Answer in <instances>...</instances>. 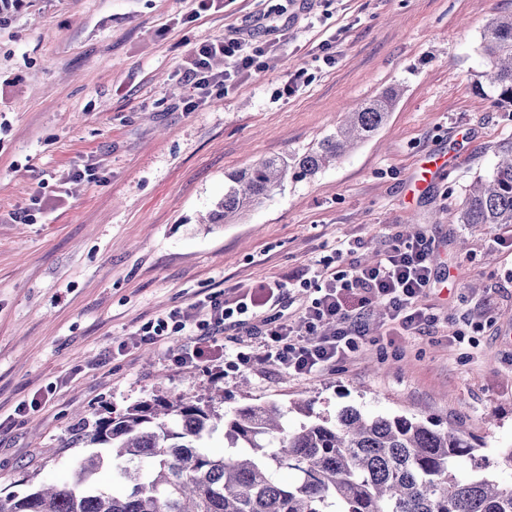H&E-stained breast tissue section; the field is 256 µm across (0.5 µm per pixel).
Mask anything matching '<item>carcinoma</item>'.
Here are the masks:
<instances>
[{"label": "carcinoma", "instance_id": "obj_1", "mask_svg": "<svg viewBox=\"0 0 512 512\" xmlns=\"http://www.w3.org/2000/svg\"><path fill=\"white\" fill-rule=\"evenodd\" d=\"M22 6L0 0V27ZM481 54L480 84L497 91L496 107H512V14L490 20ZM399 95L390 87L359 103L298 156L263 158L229 174L210 223L230 224L288 178H312L336 163L380 130ZM456 223L512 224V150L466 189ZM216 400L155 394L119 416L98 417L82 437L97 452L69 481L30 484L9 495L0 512H512V482L476 469L460 473L476 448L459 427L347 408L334 421L318 416L290 428L275 404L220 415ZM219 430L232 452L216 456L208 441ZM106 465L110 486L94 479ZM283 471L295 479L283 480Z\"/></svg>", "mask_w": 512, "mask_h": 512}]
</instances>
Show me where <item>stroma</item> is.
I'll list each match as a JSON object with an SVG mask.
<instances>
[{
	"mask_svg": "<svg viewBox=\"0 0 512 512\" xmlns=\"http://www.w3.org/2000/svg\"><path fill=\"white\" fill-rule=\"evenodd\" d=\"M271 10L282 26L270 33L258 20ZM511 12L512 0H219L203 13L195 0H37L0 29V499L26 478L68 480L89 453L80 420L160 389L222 390L224 412L273 402L292 426L347 407L460 424L478 439L465 471L512 479L500 463L512 448V224L451 221L466 186L512 149V112L475 86L484 29ZM247 30L281 42L277 66L187 111L193 47ZM300 68L305 84L283 95ZM395 85L384 127L335 165L240 221L200 223L228 174L302 154ZM430 153L455 163L407 204ZM88 166L95 180L75 179ZM27 209L32 223L16 222ZM412 224L432 250L429 320L391 335L371 314L354 352L317 375L183 368L180 336L112 351L147 320L273 280L297 319L314 292L294 275L370 262Z\"/></svg>",
	"mask_w": 512,
	"mask_h": 512,
	"instance_id": "obj_1",
	"label": "stroma"
}]
</instances>
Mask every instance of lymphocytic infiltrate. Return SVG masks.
Wrapping results in <instances>:
<instances>
[{
  "mask_svg": "<svg viewBox=\"0 0 512 512\" xmlns=\"http://www.w3.org/2000/svg\"><path fill=\"white\" fill-rule=\"evenodd\" d=\"M232 60V69L216 70V58ZM278 62L276 48L244 37L208 43L194 48L184 80L193 100L227 89L229 82L251 72H262ZM431 250L424 237L395 240L370 263L347 273L317 272L300 287L313 288L300 326L282 322L280 309L286 300L284 287L272 282L250 297L229 304L214 292L194 303L203 312L196 335L178 355L187 368L219 366L230 354L216 337L226 323L248 325L262 340V360L298 376H311L333 365L355 349L363 336L371 307L384 306L390 320L409 328L426 320L421 300L431 282Z\"/></svg>",
  "mask_w": 512,
  "mask_h": 512,
  "instance_id": "obj_1",
  "label": "lymphocytic infiltrate"
}]
</instances>
